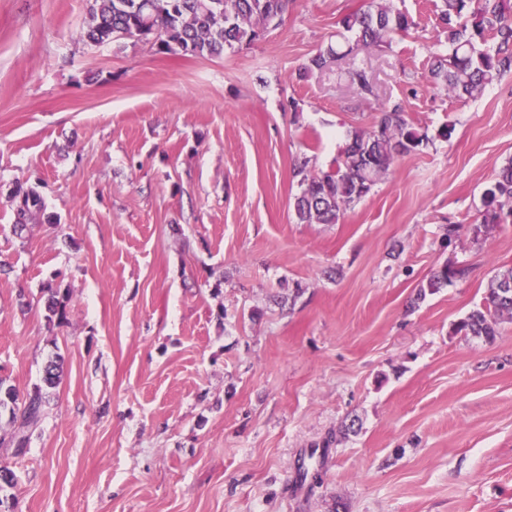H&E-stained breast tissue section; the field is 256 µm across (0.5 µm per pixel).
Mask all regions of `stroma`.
Listing matches in <instances>:
<instances>
[{
    "instance_id": "35a3bbf8",
    "label": "stroma",
    "mask_w": 512,
    "mask_h": 512,
    "mask_svg": "<svg viewBox=\"0 0 512 512\" xmlns=\"http://www.w3.org/2000/svg\"><path fill=\"white\" fill-rule=\"evenodd\" d=\"M364 2L291 0L200 59L78 41L87 0H0V377L24 393L64 359L24 456L0 423L15 512H512V322L453 331L512 264V224L482 221L512 78L434 84L437 0H394L406 36L300 77ZM393 103L427 142L338 223H298L297 161L330 169ZM19 187L58 225L16 238ZM445 264L463 276L417 299ZM41 292L45 299V318L49 324H63L67 319V305L70 299L69 288H61V284L47 283Z\"/></svg>"
}]
</instances>
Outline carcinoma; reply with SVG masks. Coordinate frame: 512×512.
<instances>
[{"label": "carcinoma", "instance_id": "cac0c4a2", "mask_svg": "<svg viewBox=\"0 0 512 512\" xmlns=\"http://www.w3.org/2000/svg\"><path fill=\"white\" fill-rule=\"evenodd\" d=\"M291 0H89L86 25L78 39L93 45L122 44L130 39L153 43L161 53L218 57L227 49L251 43L283 21ZM448 53L435 57L431 76L458 99H474L485 88L512 77V0H440L436 6ZM347 32L355 34V47L346 51L332 46L317 53L304 73L322 72L353 51H365L390 44L404 35L414 21L393 6V0H367L365 9L341 20ZM351 82L364 98L376 96L370 75L363 67L349 71ZM428 141L413 128L399 104L383 107L368 128L351 132L349 143L336 165L310 174L308 160L297 167L300 192L294 197V213L300 224H336L345 211L367 196L388 173L397 157ZM15 223L13 233L22 236L30 224H55L57 218L45 212L38 192L18 188L13 192ZM485 224L512 221V159L500 169L483 196ZM464 270L442 266L417 292L421 300L434 293ZM41 292L45 318L50 324L67 319L69 289L48 283ZM512 320V265L494 270L483 301L454 327L465 336L491 341L498 324ZM61 357L44 366L42 384L20 394L0 377V415L8 413L13 427L14 455L26 453L29 432L47 413L48 390L58 387L62 377Z\"/></svg>", "mask_w": 512, "mask_h": 512}]
</instances>
